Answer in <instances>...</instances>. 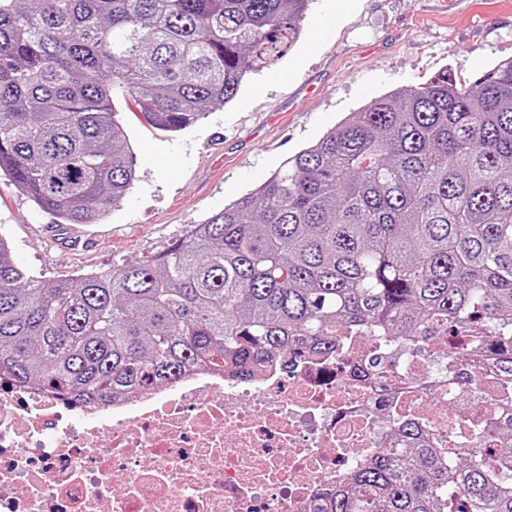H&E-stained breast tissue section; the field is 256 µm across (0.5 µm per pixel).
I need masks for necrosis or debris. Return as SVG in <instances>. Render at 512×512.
Segmentation results:
<instances>
[{
	"label": "necrosis or debris",
	"instance_id": "obj_1",
	"mask_svg": "<svg viewBox=\"0 0 512 512\" xmlns=\"http://www.w3.org/2000/svg\"><path fill=\"white\" fill-rule=\"evenodd\" d=\"M475 379H468L472 368ZM488 357L351 334L332 357L265 358L249 380L197 370L76 405L0 376V512H312L365 458L400 447L394 416L470 445Z\"/></svg>",
	"mask_w": 512,
	"mask_h": 512
}]
</instances>
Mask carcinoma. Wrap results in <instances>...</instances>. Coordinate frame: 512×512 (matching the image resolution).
I'll list each match as a JSON object with an SVG mask.
<instances>
[{"label": "carcinoma", "instance_id": "obj_1", "mask_svg": "<svg viewBox=\"0 0 512 512\" xmlns=\"http://www.w3.org/2000/svg\"><path fill=\"white\" fill-rule=\"evenodd\" d=\"M309 0H0V174L63 224L132 188L131 101L179 133L279 64ZM491 356L497 447L411 418L315 512H512V59L351 112L166 252L45 280L0 235V369L75 402L195 367L336 352L347 331Z\"/></svg>", "mask_w": 512, "mask_h": 512}]
</instances>
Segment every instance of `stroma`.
<instances>
[{"instance_id":"1","label":"stroma","mask_w":512,"mask_h":512,"mask_svg":"<svg viewBox=\"0 0 512 512\" xmlns=\"http://www.w3.org/2000/svg\"><path fill=\"white\" fill-rule=\"evenodd\" d=\"M302 26L289 56L190 129L165 133L121 110L137 181L107 218L57 223L1 177L14 261L66 279L155 257L374 98L445 70L470 86L512 57V0H312Z\"/></svg>"}]
</instances>
